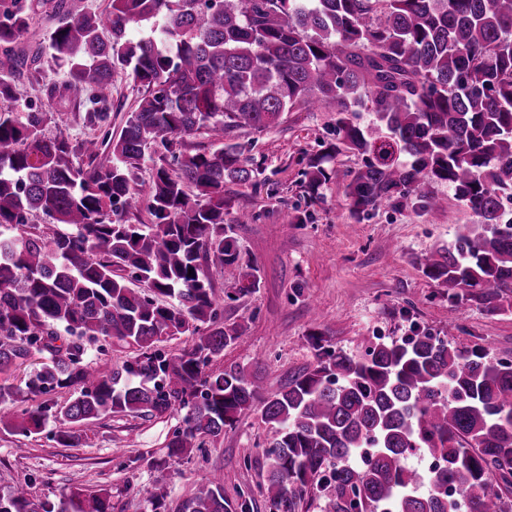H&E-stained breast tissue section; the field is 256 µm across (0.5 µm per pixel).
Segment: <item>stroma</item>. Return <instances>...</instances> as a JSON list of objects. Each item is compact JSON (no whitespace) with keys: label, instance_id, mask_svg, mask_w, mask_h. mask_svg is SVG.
<instances>
[{"label":"stroma","instance_id":"1","mask_svg":"<svg viewBox=\"0 0 512 512\" xmlns=\"http://www.w3.org/2000/svg\"><path fill=\"white\" fill-rule=\"evenodd\" d=\"M40 7L17 39L25 51H39L37 69L20 78L19 101L63 112L47 136L64 133L82 139L89 131L75 104H49L44 88L61 84L65 69L46 52V36L55 22ZM331 115L301 110L284 113L279 124L262 132L238 131L261 159L268 183L233 185L238 209L253 220L235 227L241 261L258 268L262 283L249 295L230 299L232 290L219 271L211 276L225 302L224 323L238 325L239 344L213 358L207 373L240 366L256 375L265 392L282 387L288 377L313 366L312 334H322L335 348L357 354L376 337L398 340L428 329L455 346L480 345L491 356L512 360V312L490 313L473 306L457 308L419 268L428 252L452 241L462 224L477 218L447 185L437 190L444 209L379 208L364 219L352 217L344 195L346 173L359 159L346 152L332 163L331 180L311 192L302 172L309 155L324 151L333 135ZM181 414L144 419L106 416L93 426L89 444L67 448L52 441L60 429L49 419L44 431L25 438L0 434V494H33L58 503L71 491H112V512H154L152 492L166 494L173 505L191 497L212 474H222L224 496L232 512L249 507L267 512L262 496L268 462L263 444L269 434L259 412L240 415L224 437L171 459L166 444L180 426Z\"/></svg>","mask_w":512,"mask_h":512}]
</instances>
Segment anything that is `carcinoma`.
Here are the masks:
<instances>
[{"label": "carcinoma", "instance_id": "cac0c4a2", "mask_svg": "<svg viewBox=\"0 0 512 512\" xmlns=\"http://www.w3.org/2000/svg\"><path fill=\"white\" fill-rule=\"evenodd\" d=\"M84 2L53 5L47 49L68 78L47 98L90 104L79 118L100 136L51 138L63 113L0 109V432L29 438L52 415L53 440L73 447L105 416L184 409L167 444L179 458L258 411L268 512H297L313 489L321 512H456L450 488L469 512H512V361L483 347L424 331L355 356L315 336L313 368L267 396L240 366L204 373L242 337L221 321L210 269L240 295L261 282L234 237L252 216L224 185H253L264 168L230 133L304 108L332 113L336 136L308 159V189L344 151L360 159L344 187L359 218L384 203L440 209L435 186L448 185L478 223L426 254L423 275L459 308L512 310V0H111L99 13ZM37 3L0 0L1 100H17L13 78L37 63L14 47ZM132 23L147 34L129 38ZM119 70L143 92L114 137ZM197 133L210 147L186 144ZM151 146L167 156L144 186ZM143 198L149 223H129ZM33 213L69 230L27 223ZM174 336L197 341L167 356L158 344ZM102 339L132 350L122 369L85 360ZM22 368L24 385L9 382ZM68 388L62 404H32ZM421 454L442 466H411ZM110 510L108 488L58 507L0 496V512ZM176 512H229L224 479Z\"/></svg>", "mask_w": 512, "mask_h": 512}]
</instances>
